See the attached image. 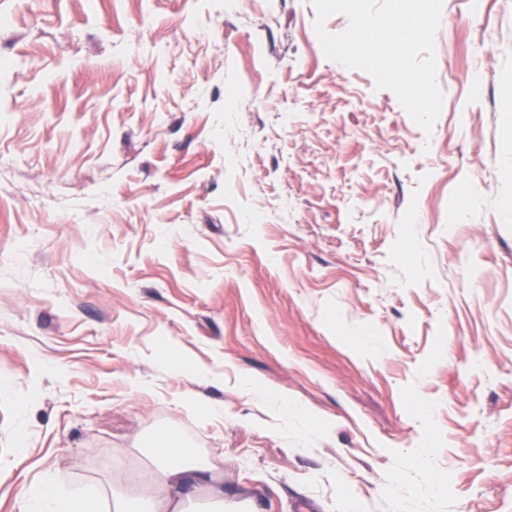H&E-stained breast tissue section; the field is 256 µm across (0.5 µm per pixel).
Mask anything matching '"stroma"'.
Segmentation results:
<instances>
[{"mask_svg": "<svg viewBox=\"0 0 512 512\" xmlns=\"http://www.w3.org/2000/svg\"><path fill=\"white\" fill-rule=\"evenodd\" d=\"M1 16L0 512L172 423L255 512H512V0H444L428 133L312 0Z\"/></svg>", "mask_w": 512, "mask_h": 512, "instance_id": "35a3bbf8", "label": "stroma"}]
</instances>
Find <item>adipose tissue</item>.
I'll return each mask as SVG.
<instances>
[{"label": "adipose tissue", "instance_id": "obj_1", "mask_svg": "<svg viewBox=\"0 0 512 512\" xmlns=\"http://www.w3.org/2000/svg\"><path fill=\"white\" fill-rule=\"evenodd\" d=\"M148 459L141 472L147 497L132 499L116 490L107 498L96 489L69 488L64 476L55 475L28 491L24 512H198L202 504L209 512H225L223 470L195 460L176 427L167 428Z\"/></svg>", "mask_w": 512, "mask_h": 512}]
</instances>
